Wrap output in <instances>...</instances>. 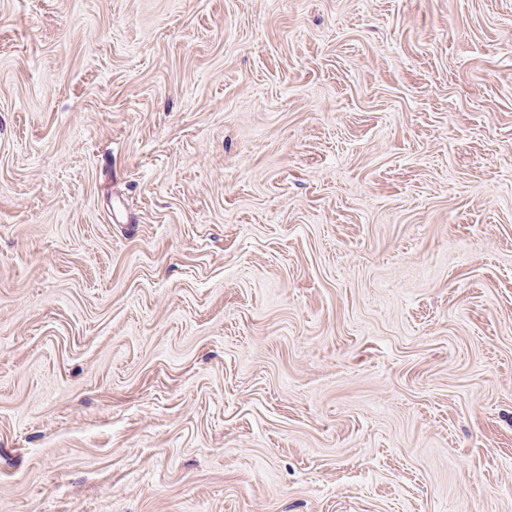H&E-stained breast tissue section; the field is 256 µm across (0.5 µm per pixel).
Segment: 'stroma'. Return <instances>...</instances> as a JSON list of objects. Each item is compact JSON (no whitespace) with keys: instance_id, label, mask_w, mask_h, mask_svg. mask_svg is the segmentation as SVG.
<instances>
[{"instance_id":"stroma-1","label":"stroma","mask_w":512,"mask_h":512,"mask_svg":"<svg viewBox=\"0 0 512 512\" xmlns=\"http://www.w3.org/2000/svg\"><path fill=\"white\" fill-rule=\"evenodd\" d=\"M0 512H512V0H0Z\"/></svg>"}]
</instances>
